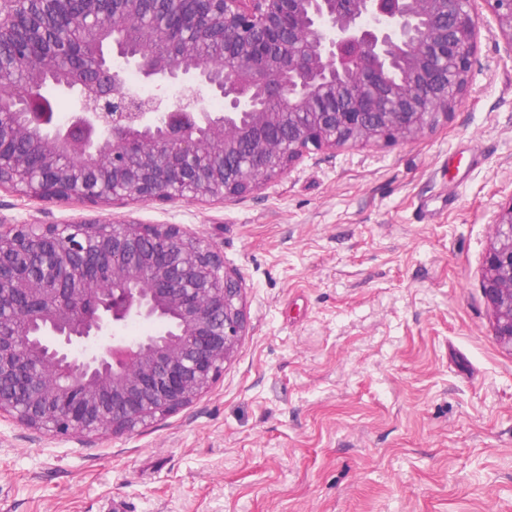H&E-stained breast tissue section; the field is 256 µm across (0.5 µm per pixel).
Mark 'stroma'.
<instances>
[{
	"mask_svg": "<svg viewBox=\"0 0 512 512\" xmlns=\"http://www.w3.org/2000/svg\"><path fill=\"white\" fill-rule=\"evenodd\" d=\"M415 141L320 150L222 202L43 204L0 220L178 224L238 273L248 327L189 406L61 441L0 421V512H512V349L481 291L512 200V50Z\"/></svg>",
	"mask_w": 512,
	"mask_h": 512,
	"instance_id": "stroma-1",
	"label": "stroma"
}]
</instances>
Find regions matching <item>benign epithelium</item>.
<instances>
[{
    "instance_id": "7a95c632",
    "label": "benign epithelium",
    "mask_w": 512,
    "mask_h": 512,
    "mask_svg": "<svg viewBox=\"0 0 512 512\" xmlns=\"http://www.w3.org/2000/svg\"><path fill=\"white\" fill-rule=\"evenodd\" d=\"M44 2L36 22L0 0V189L42 203L222 201L313 151L412 142L464 102L481 33L475 0ZM484 2L512 51V0ZM114 57L182 80L178 103L130 94ZM60 69L65 125L44 93ZM492 227L481 288L512 348V199ZM246 328L224 254L179 224H0V419L133 433L208 391Z\"/></svg>"
}]
</instances>
